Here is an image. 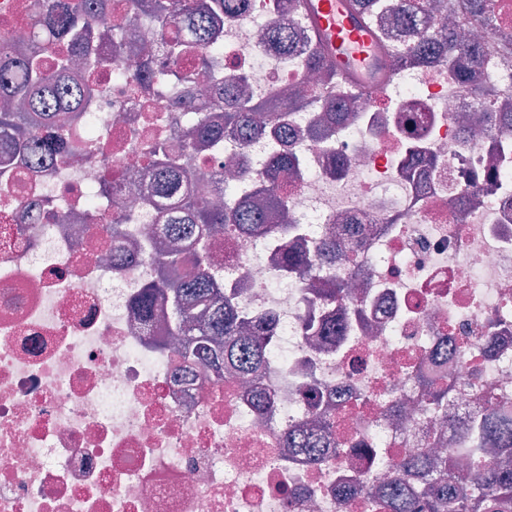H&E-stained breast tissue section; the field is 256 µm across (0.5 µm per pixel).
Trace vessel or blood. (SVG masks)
<instances>
[{"label": "vessel or blood", "instance_id": "vessel-or-blood-1", "mask_svg": "<svg viewBox=\"0 0 512 512\" xmlns=\"http://www.w3.org/2000/svg\"><path fill=\"white\" fill-rule=\"evenodd\" d=\"M327 61L345 87L370 95L396 77L392 51L384 45L354 0H298Z\"/></svg>", "mask_w": 512, "mask_h": 512}]
</instances>
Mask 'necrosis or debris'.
<instances>
[{"mask_svg": "<svg viewBox=\"0 0 512 512\" xmlns=\"http://www.w3.org/2000/svg\"><path fill=\"white\" fill-rule=\"evenodd\" d=\"M444 2L412 29L384 0L372 21L396 49V79L331 138L309 129L347 95H315L292 115L282 147L301 167L288 210L309 248L335 241V260L285 275L264 231L216 245L225 296L271 323L274 407L262 415L237 374L181 364L165 317L145 321L136 304L162 238L142 173L158 142L177 149L185 102L164 55H136L157 31L129 0L138 28L123 53L91 45L103 64L89 121L69 124L61 159L35 169L19 157L0 187V512H374L400 454L455 451L475 393H512V141L485 119L512 102V0ZM30 8L0 0V64L41 51ZM281 18L277 0L219 14L224 53L195 60L197 84L263 100L319 89L306 51L262 39ZM451 18L474 55L414 61L423 33ZM269 154V137L228 135L191 164L203 185L224 174L243 188L263 182ZM91 189L104 216L88 207ZM24 202L50 204L55 219L22 223ZM330 281L348 296L321 300ZM311 316L340 335H308ZM430 380L447 400L430 401ZM320 410L336 419V446L321 464L299 462L283 434Z\"/></svg>", "mask_w": 512, "mask_h": 512, "instance_id": "1", "label": "necrosis or debris"}]
</instances>
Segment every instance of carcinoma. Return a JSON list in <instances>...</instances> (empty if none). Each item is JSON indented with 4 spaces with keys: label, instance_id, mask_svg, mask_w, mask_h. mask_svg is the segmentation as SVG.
<instances>
[{
    "label": "carcinoma",
    "instance_id": "1",
    "mask_svg": "<svg viewBox=\"0 0 512 512\" xmlns=\"http://www.w3.org/2000/svg\"><path fill=\"white\" fill-rule=\"evenodd\" d=\"M98 0H33L32 23L45 47L40 53L14 60L8 70L0 69V155L9 158L13 150L24 152L34 163L49 162L66 143L61 115L83 112L89 98L87 79L101 66L100 60L76 49L93 35L103 41L126 28L122 19L102 16L95 8ZM147 12L161 32L156 44L175 64L194 59L207 48L222 53V38L212 28L211 8L201 0H143ZM269 45L282 51L303 44L321 64L323 77L331 87L337 85L336 69L322 58L315 37L308 28L277 24L266 31ZM214 97L224 105V127L204 115L198 116L183 133V148L201 144L222 146L224 133L243 138L268 134L278 125L282 109L292 100L271 98L255 102L238 89L213 86ZM269 111V126L257 125L253 113ZM295 170L290 159L273 155L267 162L271 176ZM155 193L172 202L175 212L165 230L172 240H194L192 252L160 249L152 257L158 279L138 300L143 316L151 320L156 299L167 291L171 298L170 326L174 336L182 337L181 355L207 360V345L224 337V358L233 369L251 380L252 397L260 407L269 404L261 388V374L270 336L254 326L232 305L213 304L224 283L209 272L208 251L217 228L247 234L266 229L281 246L284 268L310 264L297 253L300 245L289 240L293 225L284 191L275 182L261 189L262 200L227 189L228 202L213 206L209 192L197 185V175L177 164L165 148L146 168ZM486 405L468 420L461 433V446L469 449L468 466L458 467L452 456H435L431 451L409 453L395 465L392 481L378 490L376 507L382 512H512V398L479 394ZM334 422L324 418L315 426L297 428L284 436L285 445L299 452L306 462L317 465L329 447Z\"/></svg>",
    "mask_w": 512,
    "mask_h": 512
}]
</instances>
